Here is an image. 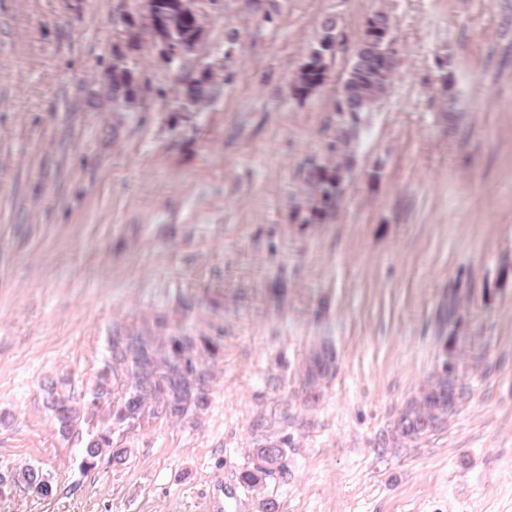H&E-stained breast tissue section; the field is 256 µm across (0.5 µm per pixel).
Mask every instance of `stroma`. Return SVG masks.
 Wrapping results in <instances>:
<instances>
[{
    "label": "stroma",
    "instance_id": "obj_1",
    "mask_svg": "<svg viewBox=\"0 0 512 512\" xmlns=\"http://www.w3.org/2000/svg\"><path fill=\"white\" fill-rule=\"evenodd\" d=\"M141 4L0 0V470L54 475L51 497L12 492L0 512H257L237 480L252 424L322 339L336 373L287 430L279 512H512V0H212L203 53L224 74L203 112L158 98L194 62L149 46L135 103L108 99ZM378 11L393 85L362 116L337 218L301 223ZM327 17L328 77L294 98ZM158 315L219 344L210 404L81 470L85 436L57 434L43 388L88 399L113 325ZM447 336L469 397L415 447H384Z\"/></svg>",
    "mask_w": 512,
    "mask_h": 512
}]
</instances>
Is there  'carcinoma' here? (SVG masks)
I'll return each instance as SVG.
<instances>
[{"label":"carcinoma","instance_id":"obj_1","mask_svg":"<svg viewBox=\"0 0 512 512\" xmlns=\"http://www.w3.org/2000/svg\"><path fill=\"white\" fill-rule=\"evenodd\" d=\"M202 13L201 0H153L147 11L127 14L125 41L112 54V105L135 101L136 70L130 60L142 50L144 36L151 35L155 49L161 41L176 40L199 45L202 29L192 17ZM336 20L322 22V35L303 56L291 84L294 95L305 97L327 78L326 59L336 49ZM395 60L390 46L353 58L336 100L341 125L330 145L326 162L312 166L306 177L307 213L303 223L317 224L336 217L342 180L353 166L351 144L359 116L369 112L393 83ZM215 75L186 74L175 79L172 94L182 110L201 112L210 106ZM213 341L183 325H174L165 316L137 325L117 324L109 338V360L97 375L91 399L79 403L48 382L47 401L53 412L58 435L67 439L75 428L100 416L103 423L87 431L81 469L97 466L103 456L115 466L124 464L128 449L114 438L123 432L132 414L143 424L160 420L180 423L189 415L205 410L210 402L214 378ZM336 370L331 345L322 341L307 356L298 387L289 392L278 408L262 417L254 427L249 462L239 471V483L255 495L261 512H278L276 500L264 489L271 479L284 483L292 477L288 462L291 440L284 432L297 423L296 409L309 410L320 399ZM467 387L459 375L439 369L431 374L406 402L383 435L382 441L397 448H410L421 439L443 429L467 397ZM18 476L42 487V496L53 493V476L34 465L22 466Z\"/></svg>","mask_w":512,"mask_h":512}]
</instances>
